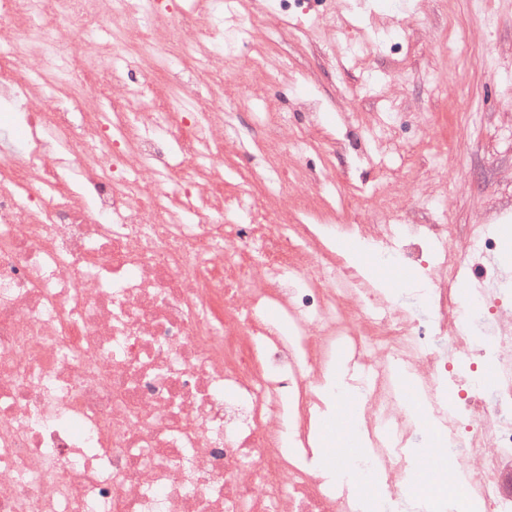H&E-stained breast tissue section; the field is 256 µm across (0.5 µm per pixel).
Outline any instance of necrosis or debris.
<instances>
[{
	"instance_id": "necrosis-or-debris-1",
	"label": "necrosis or debris",
	"mask_w": 512,
	"mask_h": 512,
	"mask_svg": "<svg viewBox=\"0 0 512 512\" xmlns=\"http://www.w3.org/2000/svg\"><path fill=\"white\" fill-rule=\"evenodd\" d=\"M248 41L215 0H0V97L51 100L22 113L25 150L0 144V512H356L309 465L325 409L309 390L342 346L381 512H435L407 490L403 370L443 444L438 474L512 512V292L485 293L503 328L478 344L455 290L494 277V225L456 255L447 225L410 223L387 195L330 235L277 220L309 143L286 113L244 131L225 111L239 85L268 89L264 58L233 64ZM252 144L265 193L225 194L226 147ZM340 238L411 260L427 317L393 309Z\"/></svg>"
}]
</instances>
